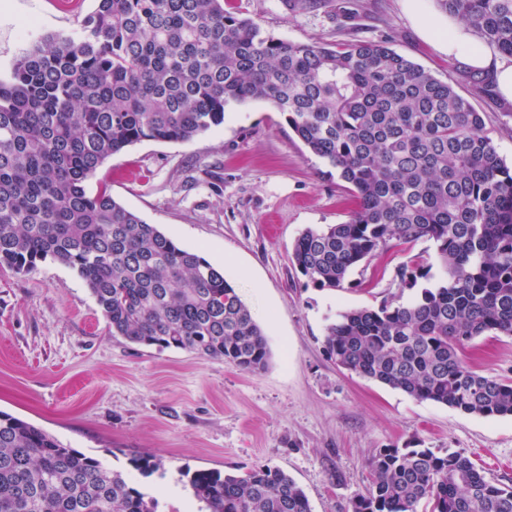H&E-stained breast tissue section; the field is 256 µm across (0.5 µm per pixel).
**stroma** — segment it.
<instances>
[{"label": "stroma", "instance_id": "1", "mask_svg": "<svg viewBox=\"0 0 512 512\" xmlns=\"http://www.w3.org/2000/svg\"><path fill=\"white\" fill-rule=\"evenodd\" d=\"M345 22L336 8L294 10L285 0H228L231 11L295 42L384 40L450 83L481 112L485 130L512 165V103L475 84L472 71L425 39L404 0H357ZM95 0H0V78L50 36L71 33ZM113 198L198 251L236 288L263 328L266 369L242 371L221 359L158 350L112 336L88 287L47 261L20 275L0 269V410L65 446L125 472L144 492L165 484L157 512H201L181 469L284 470L312 512H349L371 484V457L418 440L464 452L489 477L512 486V417H480L416 400L344 369L324 349L339 312L407 304L400 266L438 275L433 242L378 253L343 287L319 289L289 255L308 227L342 224L355 204L347 184L313 155L268 102L229 107L223 125L192 141H143L98 172ZM462 359L482 375L512 380V337L483 336ZM141 457L163 463L143 476Z\"/></svg>", "mask_w": 512, "mask_h": 512}]
</instances>
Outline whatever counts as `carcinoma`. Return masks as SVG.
<instances>
[{"label":"carcinoma","instance_id":"obj_1","mask_svg":"<svg viewBox=\"0 0 512 512\" xmlns=\"http://www.w3.org/2000/svg\"><path fill=\"white\" fill-rule=\"evenodd\" d=\"M512 56V0H434ZM266 101L358 199L345 224L308 227L291 260L316 288H341L376 253L435 244L441 276L408 304L338 314L324 347L343 368L420 401L512 417V381L460 357L512 337V167L470 102L385 41H290L224 0H98L0 79V267L52 260L74 271L112 335L264 370L266 334L224 271L87 184L144 140L179 143ZM350 512H512V487L461 451L379 449ZM184 477L204 512H312L278 468ZM127 475L0 411V512H157Z\"/></svg>","mask_w":512,"mask_h":512}]
</instances>
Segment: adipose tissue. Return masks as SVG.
Listing matches in <instances>:
<instances>
[{
  "mask_svg": "<svg viewBox=\"0 0 512 512\" xmlns=\"http://www.w3.org/2000/svg\"><path fill=\"white\" fill-rule=\"evenodd\" d=\"M406 7L410 13L419 14L423 34L440 52L490 74L499 96L512 102V56L492 50L466 23L454 16H441L436 9L419 13L417 0H406Z\"/></svg>",
  "mask_w": 512,
  "mask_h": 512,
  "instance_id": "adipose-tissue-1",
  "label": "adipose tissue"
}]
</instances>
